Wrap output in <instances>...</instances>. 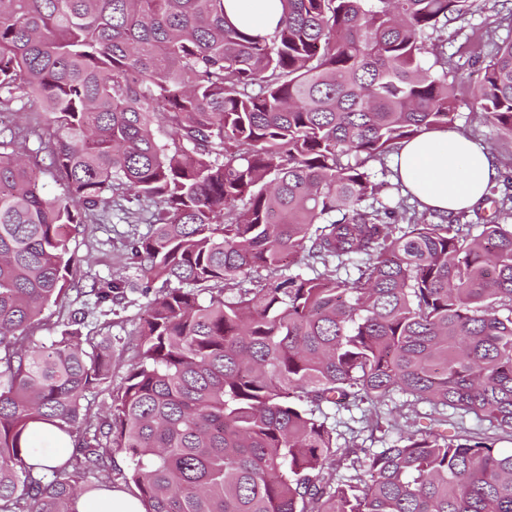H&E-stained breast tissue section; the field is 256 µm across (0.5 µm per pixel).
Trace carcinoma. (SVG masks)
<instances>
[{"instance_id":"obj_1","label":"carcinoma","mask_w":512,"mask_h":512,"mask_svg":"<svg viewBox=\"0 0 512 512\" xmlns=\"http://www.w3.org/2000/svg\"><path fill=\"white\" fill-rule=\"evenodd\" d=\"M281 2L255 37L224 0H0V112L50 115L0 132V512L131 483L145 512H512V452L448 433L471 415L512 436V196L489 190L476 234L372 169L452 123L442 32L478 0ZM477 98L512 137V40ZM119 190L164 289L102 415L112 343L82 332L66 229ZM338 402L373 426L339 432ZM41 424L73 446L43 474Z\"/></svg>"}]
</instances>
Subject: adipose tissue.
<instances>
[{
	"label": "adipose tissue",
	"mask_w": 512,
	"mask_h": 512,
	"mask_svg": "<svg viewBox=\"0 0 512 512\" xmlns=\"http://www.w3.org/2000/svg\"><path fill=\"white\" fill-rule=\"evenodd\" d=\"M227 20L255 36L272 33L282 17L281 0H224ZM395 166L408 192L431 211L457 213L479 203L498 176L491 153L479 142L445 128L405 142Z\"/></svg>",
	"instance_id": "adipose-tissue-1"
}]
</instances>
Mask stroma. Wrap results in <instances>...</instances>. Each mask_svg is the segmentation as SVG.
Instances as JSON below:
<instances>
[{
    "label": "stroma",
    "mask_w": 512,
    "mask_h": 512,
    "mask_svg": "<svg viewBox=\"0 0 512 512\" xmlns=\"http://www.w3.org/2000/svg\"><path fill=\"white\" fill-rule=\"evenodd\" d=\"M512 9V0H483L478 12L464 21L450 24L444 31L447 51L457 68L455 95L458 106L452 131L467 135L484 145L494 156L502 180L499 193H512V137L502 134L489 120L474 99L477 82L491 50L492 41L512 39V26L502 20ZM147 225L130 227L121 210H113L109 223L76 230L71 234L69 248L79 260L73 271L83 285L95 280L121 279L126 290L112 304L108 314L89 315V330L112 340V384L95 397V409L111 403V393L119 389L132 358V344L145 315L148 303L161 287L158 280L147 277L131 254L133 233H146Z\"/></svg>",
    "instance_id": "1"
}]
</instances>
